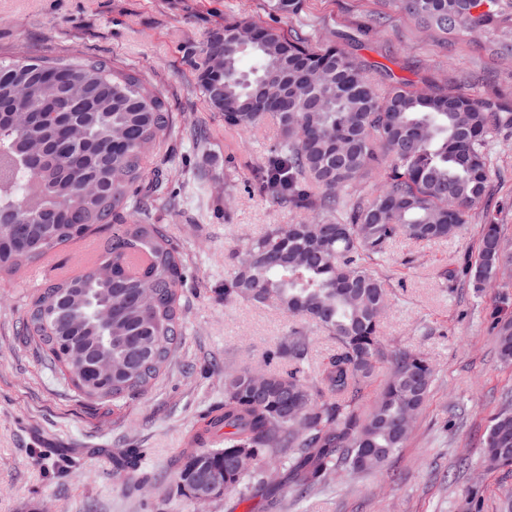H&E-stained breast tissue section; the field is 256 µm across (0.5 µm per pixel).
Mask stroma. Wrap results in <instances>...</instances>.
<instances>
[{
    "label": "stroma",
    "instance_id": "1",
    "mask_svg": "<svg viewBox=\"0 0 512 512\" xmlns=\"http://www.w3.org/2000/svg\"><path fill=\"white\" fill-rule=\"evenodd\" d=\"M379 12L383 24L346 47L379 90L400 81L512 106V54L488 52L487 33L452 34L442 45L383 0H306L298 20L271 15L266 0H0L1 58L96 56L141 74L167 100L174 133L148 168L178 192L158 199L154 216L178 244L188 274L180 346L145 395L121 402L85 398L25 342L30 272L0 278V512H270L260 495L199 503L173 493L174 462L200 417L223 400L225 375L265 368L266 352L297 327L311 341L313 364L336 343L273 307L225 299L233 254L304 215L256 188L277 138L273 120L245 132L225 128L186 55L231 18L325 43ZM485 151L491 178L462 231L442 242L398 240L372 265L388 289L383 341L419 351L436 370L403 448L383 471L343 474L306 495L283 488L282 512H466L473 495L482 512H500L512 496V470L490 466L480 451L512 389V366L500 362L491 328L493 318L512 317V283L478 293L464 273L477 259L485 218L512 242V125L495 127ZM120 448L142 451L132 475L113 469ZM463 456L469 465L462 469Z\"/></svg>",
    "mask_w": 512,
    "mask_h": 512
}]
</instances>
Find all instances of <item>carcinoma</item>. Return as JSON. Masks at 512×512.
I'll list each match as a JSON object with an SVG mask.
<instances>
[{
  "label": "carcinoma",
  "instance_id": "obj_1",
  "mask_svg": "<svg viewBox=\"0 0 512 512\" xmlns=\"http://www.w3.org/2000/svg\"><path fill=\"white\" fill-rule=\"evenodd\" d=\"M444 39L457 32L497 33L492 50L512 51V0H383ZM297 18L305 0H268ZM224 51L215 75L212 53ZM257 59L240 69L244 55ZM198 84L224 126L248 131L267 117L278 140L261 190L313 218L252 238L224 280V300L272 304L336 340L310 369L300 328L281 345L282 367L254 386L250 371L224 377V401L201 418L178 461L176 492L194 497L197 476L219 485L206 500L257 492L281 505V487L309 493L344 472L382 468L402 448L426 401L433 365L419 353L388 347L374 314L386 301L370 261L394 242L455 236L481 202L490 164L485 142L503 116L468 95L426 93L400 83L377 92L365 68L340 44L318 48L296 33L224 20L201 53L189 55ZM33 85L26 111L15 102ZM168 102L139 74L103 58L0 59V276L55 255L112 228L98 262L80 275L47 281L28 305L21 332L84 396L133 399L155 384L182 342L180 288L186 273L178 245L152 219L161 178L147 181L146 160L171 137ZM373 178L368 196L357 189ZM512 270V247L485 220L473 288H490ZM499 359L512 364V321L497 323ZM100 359L123 369L103 380ZM388 375L370 410L364 391L380 365ZM483 454L512 466V391L491 419ZM240 457L256 459L243 470ZM138 448L115 458L134 470Z\"/></svg>",
  "mask_w": 512,
  "mask_h": 512
}]
</instances>
